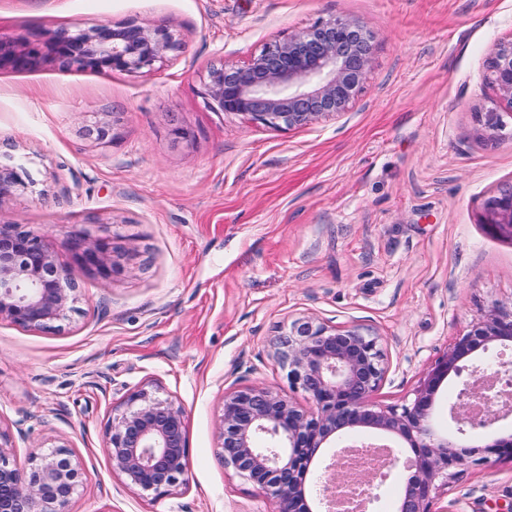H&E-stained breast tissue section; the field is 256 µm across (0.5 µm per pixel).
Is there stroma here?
I'll use <instances>...</instances> for the list:
<instances>
[{"instance_id":"obj_1","label":"stroma","mask_w":512,"mask_h":512,"mask_svg":"<svg viewBox=\"0 0 512 512\" xmlns=\"http://www.w3.org/2000/svg\"><path fill=\"white\" fill-rule=\"evenodd\" d=\"M336 17L375 36L348 112L288 130L204 105L210 65L245 64ZM132 20L181 41L152 74L77 72L51 56L0 72V163L31 180L0 202V220L47 234L78 285L60 330L0 322V426L72 447L83 468L72 512H273L217 455L215 421L230 387L307 406L272 358L281 328L309 315L376 334L387 362L376 400L400 407L457 337L512 301V237L484 211L512 181V143L476 135L512 0H0L2 38ZM106 112L108 145L85 134ZM80 230L111 238L112 279L75 260ZM140 386L188 416L189 484L158 499L103 450L113 407ZM511 504L512 460L492 455L435 507Z\"/></svg>"}]
</instances>
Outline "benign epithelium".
<instances>
[{
  "label": "benign epithelium",
  "mask_w": 512,
  "mask_h": 512,
  "mask_svg": "<svg viewBox=\"0 0 512 512\" xmlns=\"http://www.w3.org/2000/svg\"><path fill=\"white\" fill-rule=\"evenodd\" d=\"M180 49L167 26L126 22L58 28L47 37L19 33L0 39V72L27 70L51 55L77 70L149 74ZM373 64V35L358 21L333 18L265 45L243 66H213L201 92L216 112L241 114L272 128L299 129L347 112ZM485 79L496 103L477 113L483 140L512 141V38L493 45ZM508 111H500L501 106ZM114 121L104 113L87 135L112 139ZM22 166L0 165V202L28 189ZM486 223L512 237V183L487 198ZM72 249L86 268L112 277V243L87 232ZM77 287L58 263L46 236L0 221V320L35 331L53 330L75 311ZM274 360L311 402L304 409L263 386L224 391L216 423L217 451L224 466L251 482L275 504L273 512H330L349 494L344 459L382 448L389 454L381 479L395 477L394 512H437L441 488L456 470L488 456L512 460V432L483 436L512 416V365L488 376L474 360L512 347V303L497 304L458 337L425 372L414 399L385 407L375 396L386 367L377 336L357 326L330 327L311 317L293 320L272 341ZM460 382L448 402L456 433L439 432L436 397L443 382ZM362 437L358 445H338ZM22 429L0 428V512H70L81 487L80 462L65 446L35 444L27 464L16 458ZM103 448L112 472L137 492L170 495L186 484L188 420L184 407L145 387L133 390L112 410ZM324 465L314 485L310 469Z\"/></svg>",
  "instance_id": "1"
}]
</instances>
